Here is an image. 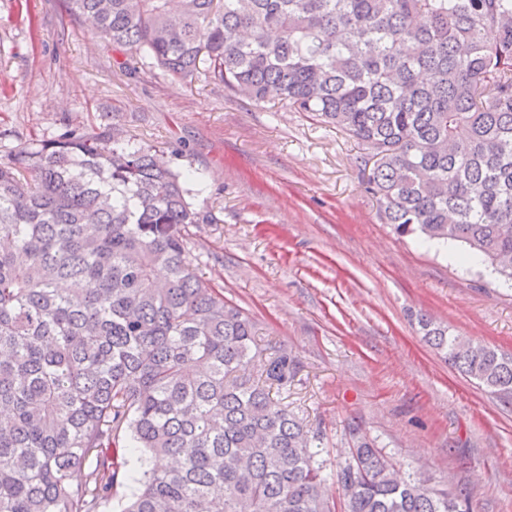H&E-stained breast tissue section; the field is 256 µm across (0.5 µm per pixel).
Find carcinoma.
<instances>
[{
	"label": "carcinoma",
	"mask_w": 512,
	"mask_h": 512,
	"mask_svg": "<svg viewBox=\"0 0 512 512\" xmlns=\"http://www.w3.org/2000/svg\"><path fill=\"white\" fill-rule=\"evenodd\" d=\"M169 76L276 94L367 150L399 237L457 243L512 280V0H69ZM189 174L153 146L67 131L0 161V512H333L315 436L265 379L251 319L199 277ZM512 397V355L420 318ZM264 356L261 374L255 359ZM344 512H469L361 440Z\"/></svg>",
	"instance_id": "1"
}]
</instances>
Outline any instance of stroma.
Returning <instances> with one entry per match:
<instances>
[{
	"mask_svg": "<svg viewBox=\"0 0 512 512\" xmlns=\"http://www.w3.org/2000/svg\"><path fill=\"white\" fill-rule=\"evenodd\" d=\"M70 129L154 145L190 173L202 279L299 363L277 401L318 432L328 471L360 439L400 473L512 512V400L459 374L420 315L512 354V282L457 244L398 237L343 130L277 98L184 81L118 49L67 0H0V160Z\"/></svg>",
	"mask_w": 512,
	"mask_h": 512,
	"instance_id": "stroma-1",
	"label": "stroma"
}]
</instances>
